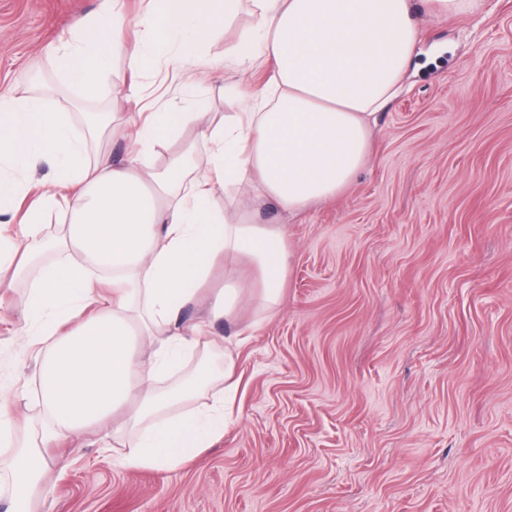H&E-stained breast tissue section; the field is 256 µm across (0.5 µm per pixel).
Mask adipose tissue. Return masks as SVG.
Listing matches in <instances>:
<instances>
[{
    "label": "adipose tissue",
    "instance_id": "obj_1",
    "mask_svg": "<svg viewBox=\"0 0 512 512\" xmlns=\"http://www.w3.org/2000/svg\"><path fill=\"white\" fill-rule=\"evenodd\" d=\"M238 0H145L125 45V0H101L49 48L57 70L93 93L121 56L132 110L117 126L121 163L89 151L66 106L40 94L0 91V213L22 206L0 237V304L17 275L26 299L0 328L33 351L45 420L20 443V415L0 385V494L28 512L45 451L112 430L129 471L174 472L224 435L223 354L202 380H175L198 353L218 349L217 322L234 324L244 267L258 275L260 307L282 302L290 260L285 233L264 222L338 198L365 167L377 113L414 65L419 13H472L479 0H252L254 53L230 55L241 72L276 64L268 97L232 112L191 110L178 99L149 111L146 99L176 53L208 71L205 49L235 17ZM170 154L166 166L153 158ZM53 175L29 185L36 160ZM67 221L58 261L35 265L43 226Z\"/></svg>",
    "mask_w": 512,
    "mask_h": 512
}]
</instances>
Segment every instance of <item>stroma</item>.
<instances>
[{
    "instance_id": "35a3bbf8",
    "label": "stroma",
    "mask_w": 512,
    "mask_h": 512,
    "mask_svg": "<svg viewBox=\"0 0 512 512\" xmlns=\"http://www.w3.org/2000/svg\"><path fill=\"white\" fill-rule=\"evenodd\" d=\"M99 3L0 0V88L79 97L44 49ZM419 21L366 167L336 200L266 213L292 257L278 312L249 301L221 328L238 383L223 438L168 475L125 470L122 448L89 437L49 449L34 512H512V0ZM253 25L245 2L176 97L212 112L261 99L273 64L224 60ZM130 80L114 59L83 109L123 115ZM35 371L0 335L36 430Z\"/></svg>"
}]
</instances>
